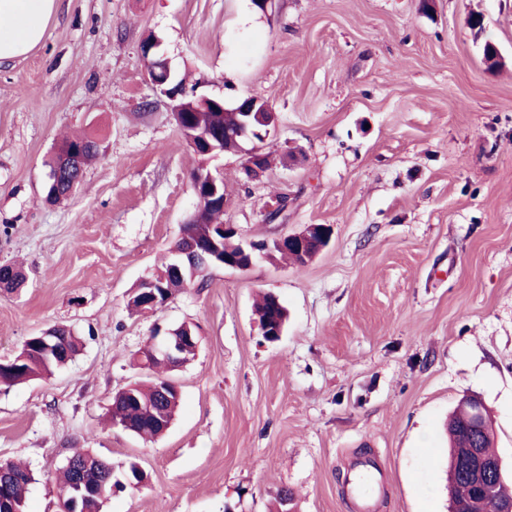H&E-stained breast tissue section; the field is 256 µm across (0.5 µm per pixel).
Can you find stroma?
<instances>
[{
  "label": "stroma",
  "mask_w": 512,
  "mask_h": 512,
  "mask_svg": "<svg viewBox=\"0 0 512 512\" xmlns=\"http://www.w3.org/2000/svg\"><path fill=\"white\" fill-rule=\"evenodd\" d=\"M151 35L196 94L272 107L264 176L187 146L147 80ZM74 133L99 155L47 203V162ZM201 167L223 176L243 243L308 224L331 241L302 266L260 253L209 270L162 311L130 313ZM3 263L26 283L0 289V361L55 325L81 342L50 376L0 385V462L31 470L28 512H61L55 476L79 450L148 476L102 512H277L284 489L292 512H360L349 488L367 458L383 476L370 512H448L444 424L463 396L483 400L512 469V0H57L43 40L0 64ZM262 292L288 311L275 342ZM183 323L200 345L171 373V427L146 442L108 409L142 378L133 357L155 329Z\"/></svg>",
  "instance_id": "stroma-1"
}]
</instances>
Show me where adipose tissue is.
<instances>
[{
  "label": "adipose tissue",
  "mask_w": 512,
  "mask_h": 512,
  "mask_svg": "<svg viewBox=\"0 0 512 512\" xmlns=\"http://www.w3.org/2000/svg\"><path fill=\"white\" fill-rule=\"evenodd\" d=\"M56 0H0V60L25 56L44 37Z\"/></svg>",
  "instance_id": "obj_1"
}]
</instances>
